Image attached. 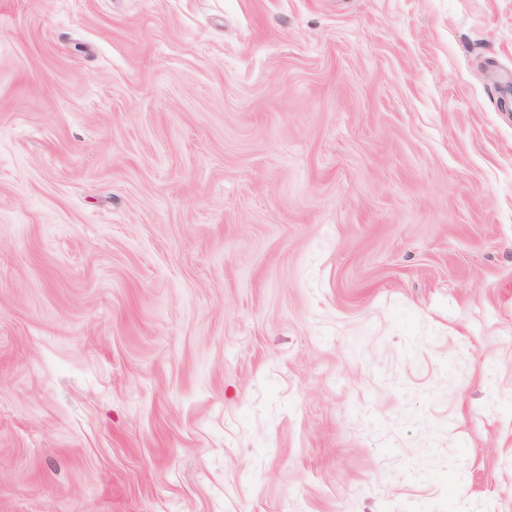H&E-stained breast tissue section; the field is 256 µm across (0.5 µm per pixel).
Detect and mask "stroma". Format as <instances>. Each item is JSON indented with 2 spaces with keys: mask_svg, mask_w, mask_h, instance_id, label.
<instances>
[{
  "mask_svg": "<svg viewBox=\"0 0 512 512\" xmlns=\"http://www.w3.org/2000/svg\"><path fill=\"white\" fill-rule=\"evenodd\" d=\"M0 512H512V0H0Z\"/></svg>",
  "mask_w": 512,
  "mask_h": 512,
  "instance_id": "obj_1",
  "label": "stroma"
}]
</instances>
